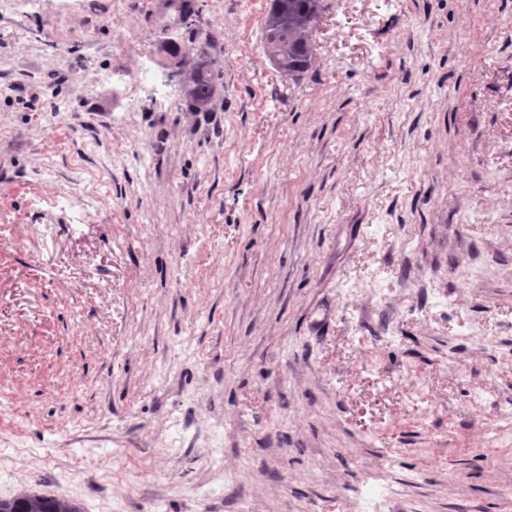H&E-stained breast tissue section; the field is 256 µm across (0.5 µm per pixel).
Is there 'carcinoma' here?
Segmentation results:
<instances>
[{"instance_id": "obj_1", "label": "carcinoma", "mask_w": 512, "mask_h": 512, "mask_svg": "<svg viewBox=\"0 0 512 512\" xmlns=\"http://www.w3.org/2000/svg\"><path fill=\"white\" fill-rule=\"evenodd\" d=\"M324 0H270L264 19L265 43L276 67L286 76L298 77L313 67V32ZM163 51L187 78V96L197 107L212 97L218 72L213 64L194 55L193 49L175 42ZM0 512H82L66 498L44 496L25 489L9 499H0Z\"/></svg>"}]
</instances>
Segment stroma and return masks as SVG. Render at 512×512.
<instances>
[{
    "label": "stroma",
    "instance_id": "stroma-1",
    "mask_svg": "<svg viewBox=\"0 0 512 512\" xmlns=\"http://www.w3.org/2000/svg\"><path fill=\"white\" fill-rule=\"evenodd\" d=\"M192 3L0 12V498L512 512V0ZM269 2L264 19L267 51L284 75L302 76L314 64L313 32L324 10V0ZM194 49L175 42L163 45V51L181 68L187 78V96L190 101L201 108L212 97L218 72L211 62L198 58Z\"/></svg>",
    "mask_w": 512,
    "mask_h": 512
}]
</instances>
